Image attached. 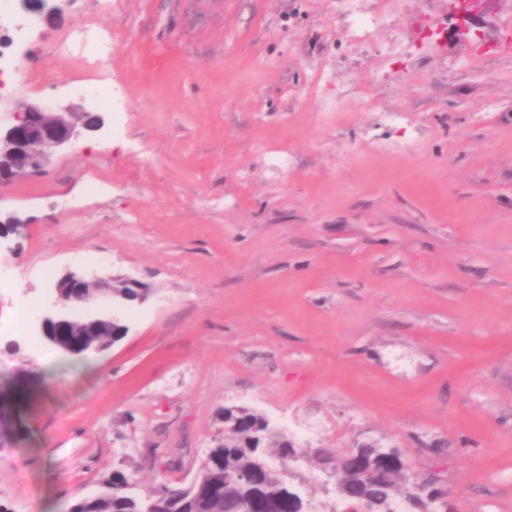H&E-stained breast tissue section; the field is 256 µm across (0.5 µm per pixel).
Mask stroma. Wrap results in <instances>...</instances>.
<instances>
[{
	"label": "stroma",
	"mask_w": 512,
	"mask_h": 512,
	"mask_svg": "<svg viewBox=\"0 0 512 512\" xmlns=\"http://www.w3.org/2000/svg\"><path fill=\"white\" fill-rule=\"evenodd\" d=\"M400 2L360 49L336 0H118L111 82L72 93L83 70L63 56L54 89L0 90L100 118L0 188V221H18L0 249V512H68L116 469L187 485L228 407L303 448L397 449L454 512H512V0ZM13 8L37 26L23 46L1 26L0 51L33 61L75 22V0ZM431 13L426 37L412 20ZM395 40L410 50L393 63ZM475 49L485 66L455 68ZM69 271L147 292L102 353L11 328L18 299L44 311ZM291 472L336 512L319 467Z\"/></svg>",
	"instance_id": "obj_1"
}]
</instances>
